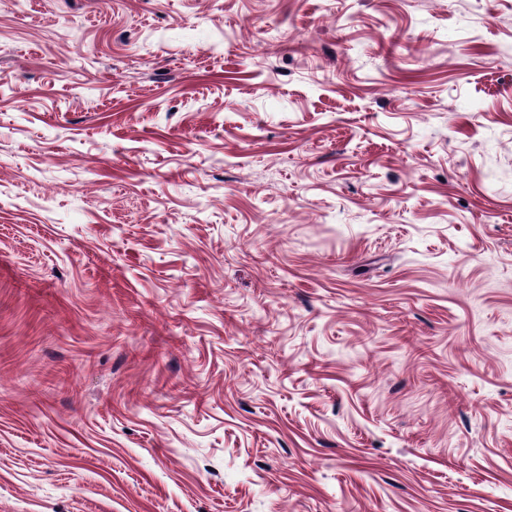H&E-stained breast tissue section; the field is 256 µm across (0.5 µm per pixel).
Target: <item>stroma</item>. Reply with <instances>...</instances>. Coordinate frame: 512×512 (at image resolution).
Masks as SVG:
<instances>
[{"label":"stroma","mask_w":512,"mask_h":512,"mask_svg":"<svg viewBox=\"0 0 512 512\" xmlns=\"http://www.w3.org/2000/svg\"><path fill=\"white\" fill-rule=\"evenodd\" d=\"M0 512H512V0H0Z\"/></svg>","instance_id":"obj_1"}]
</instances>
